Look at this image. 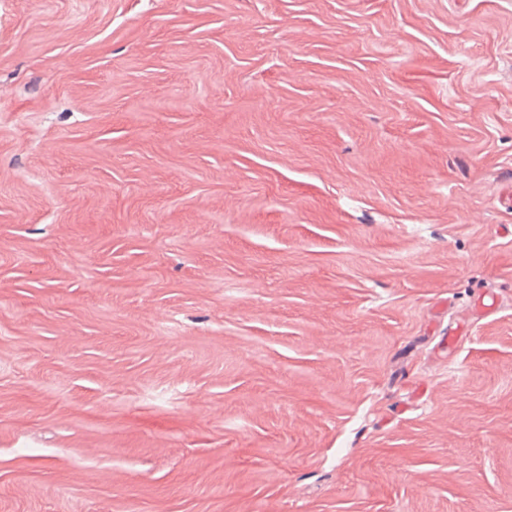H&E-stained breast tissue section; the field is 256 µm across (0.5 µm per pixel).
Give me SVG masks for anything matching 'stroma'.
<instances>
[{
  "mask_svg": "<svg viewBox=\"0 0 512 512\" xmlns=\"http://www.w3.org/2000/svg\"><path fill=\"white\" fill-rule=\"evenodd\" d=\"M0 512H512V0H0Z\"/></svg>",
  "mask_w": 512,
  "mask_h": 512,
  "instance_id": "stroma-1",
  "label": "stroma"
}]
</instances>
